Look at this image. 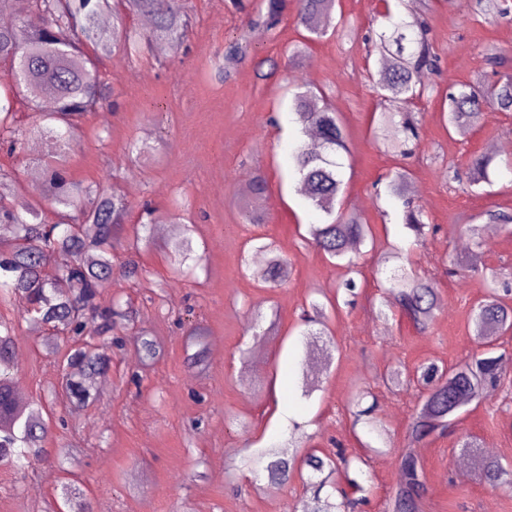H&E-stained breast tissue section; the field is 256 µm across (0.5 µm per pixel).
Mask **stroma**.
<instances>
[{
	"label": "stroma",
	"mask_w": 512,
	"mask_h": 512,
	"mask_svg": "<svg viewBox=\"0 0 512 512\" xmlns=\"http://www.w3.org/2000/svg\"><path fill=\"white\" fill-rule=\"evenodd\" d=\"M284 2L269 29L257 21V0H181L191 25L180 53L152 47L135 59L116 53L105 60L100 72L112 106L87 114L69 146L44 140L17 156L0 148V168L17 172L0 185V198L16 206L42 197L44 185L31 174L45 171L58 153L76 184L118 192L128 178L137 181L125 196L129 212L112 252L115 270L100 291L104 303L122 297L130 315L112 327V364L94 405L74 410L54 394L70 339L58 336L48 350L44 329L33 328L18 301L0 300V319L15 326L16 376L51 422L41 462L23 470L0 465V512H58L67 483L80 488L94 512H291L308 494V468H294L277 485L256 461L261 450L288 441L305 453L365 458L371 489L363 512H388L398 450L420 398L415 386L397 390L384 376L431 360L455 365L475 352L469 323L484 283L449 270L470 253L464 225L512 213V168L505 164L512 157V112H487L466 132H451L441 104L449 79L512 77V0L504 2L506 15L490 21L474 13L472 0H426L438 69L423 81L428 96L415 106L417 148L406 159L385 152L376 135L384 102L369 70L382 52L370 34L386 23L382 0H336L344 27L311 41L297 23L296 0ZM237 42L247 54L223 73L222 56ZM300 44L305 52L293 56ZM490 53L501 55L499 66L488 65ZM301 84L322 88L345 124L347 150L337 157L341 207L374 234L355 252L353 271L307 240L323 215L309 206L292 170L293 149L308 141L289 112ZM136 141L160 150L139 158L130 152ZM493 141L506 144L507 153L495 154L488 181L468 186L471 158ZM401 168L409 176L400 198L388 183ZM256 174L265 190L252 195L246 185ZM177 198L187 210L174 212ZM406 198L433 227L423 243L401 223ZM147 207L152 221L194 224L202 260L193 274L172 275L164 238L133 249L132 229ZM253 213L263 223H249ZM268 241L290 269L276 288L242 266L255 261L257 243ZM393 246L439 294L427 329L386 306L387 282L377 265ZM130 259L139 266L131 279L121 272ZM350 278L358 286L354 304L335 305L337 287ZM313 300L326 306L318 336L306 335L303 321ZM194 325L207 336L200 364L189 343ZM144 332L161 346L148 364L137 355ZM355 383L370 391L384 436L355 422ZM307 384L314 387L308 395ZM467 440L493 449L494 460L512 469V368L492 399L471 403L451 431L420 444L423 512H512V494L472 474L457 477L453 463Z\"/></svg>",
	"instance_id": "35a3bbf8"
}]
</instances>
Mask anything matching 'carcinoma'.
I'll return each instance as SVG.
<instances>
[{"label":"carcinoma","instance_id":"obj_1","mask_svg":"<svg viewBox=\"0 0 512 512\" xmlns=\"http://www.w3.org/2000/svg\"><path fill=\"white\" fill-rule=\"evenodd\" d=\"M266 13L262 22L273 26L283 9V0H264ZM336 0H297V23L318 38L335 27ZM112 13V27L100 26V17ZM145 15L151 27L141 31L130 24L131 16ZM187 18L178 0H30L27 14L13 24L0 26V60L10 59L13 74L0 79V145L11 153L23 150L26 133L17 127L13 112L18 94L38 105L44 96L55 100L51 112L35 113L29 133L64 143L73 136L75 119L111 103L103 92L97 62L115 52L133 55L152 42H165L174 49L183 44ZM386 57L372 73L376 88L390 94L395 108L380 113L381 141L387 149L406 157L412 153L402 133L417 138L416 127L409 117V106L424 97L418 74L423 69L437 68V58L429 48L425 21L393 22L378 33ZM446 113L448 124L455 130L474 125L485 110L512 112V79L493 84L460 83L448 78ZM296 121L303 130L314 128L320 137V149L297 148L293 168L306 188V198L327 222L309 227L308 242L326 258L353 264L349 242L360 243L373 238L369 225L359 223L336 204L342 193L343 180L336 154L346 150L345 128L339 115L325 103L324 95L310 86H303L292 98ZM401 122H395V116ZM492 159L485 155L473 157L470 169L478 175L474 183L488 179ZM52 173L43 200L18 209L0 203V224L12 229L18 243L0 245V298L14 297L26 302L31 311L29 321L56 326L60 333L72 337L74 348L67 353L65 390L70 405L85 407L98 398L96 380L105 374L112 347L107 337L102 348L91 349L86 338L112 331L115 319L128 317L121 298L102 306L97 301L100 284L112 277V243L123 231L128 205L119 195H110L101 187H81L71 182L55 156L50 161ZM57 208L59 220L44 224L39 220L42 201ZM403 224L417 239L428 234L422 210L408 200L403 210ZM90 224L93 236H74L70 225ZM193 227L186 225L179 238L166 246L172 273L186 275L193 271ZM267 256L260 279L276 285L288 278V263L279 254L274 242L257 246ZM62 258L56 280L43 275L49 262ZM512 269L502 268L486 281V296L479 303L472 319V332L479 351L460 365L440 366L434 362L417 367L422 389V406L411 427L410 442L399 449L400 478L390 500L391 512H422L424 466L416 444L425 438L442 435L455 423L458 412L474 401L494 395L501 384L505 359L495 354V342L512 332V306L501 301L499 285L509 287ZM389 294L392 304L401 309L417 326L428 327L437 309V293L433 284L402 266L393 269ZM16 349L14 325L0 320V462L16 467L43 459V442L48 426L42 405L19 406L12 396ZM266 469L273 483L288 479L297 462L282 447L266 448ZM304 466L324 475L313 496L304 501L302 512H355L367 502L362 484L360 456L332 459L311 454L302 459ZM343 470L348 486L359 494L352 497L339 491L340 500L321 491L337 470ZM479 480L492 489L512 492V471L499 463L475 457Z\"/></svg>","mask_w":512,"mask_h":512}]
</instances>
